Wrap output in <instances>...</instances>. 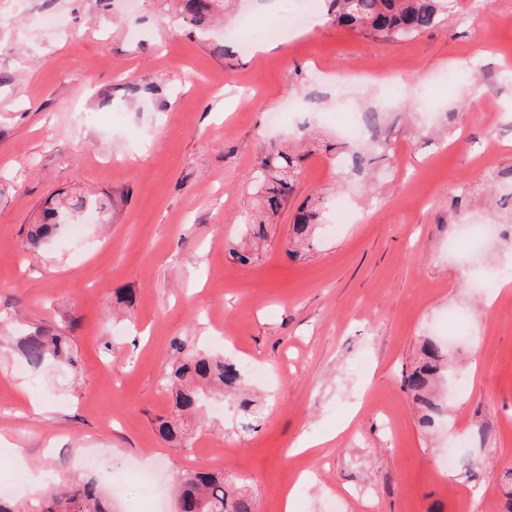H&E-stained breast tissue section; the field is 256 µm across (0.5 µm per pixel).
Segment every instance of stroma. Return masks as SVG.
Listing matches in <instances>:
<instances>
[{"label":"stroma","instance_id":"obj_1","mask_svg":"<svg viewBox=\"0 0 512 512\" xmlns=\"http://www.w3.org/2000/svg\"><path fill=\"white\" fill-rule=\"evenodd\" d=\"M289 0H226L228 24L270 23ZM54 25L42 26V17ZM156 0H0V478L95 479L112 512H146L132 468L151 462L153 512H175L186 471H224L252 512H506L512 467V0H452L436 28L381 42L310 11L276 47L163 32ZM472 73L461 103L440 78ZM386 116L371 178L343 185L325 149L347 113ZM501 113L488 125L487 114ZM317 133L257 260L235 262L270 145ZM322 194L312 247L288 255L294 213ZM83 195L44 245H27L50 200ZM108 195L112 206L100 210ZM124 290L130 308L117 307ZM70 334L71 379L24 367L13 336ZM451 340L435 426L422 430L401 379L423 339ZM184 343L238 362L257 401L253 429L228 398L172 446L155 421L161 380ZM314 440L300 451L301 438ZM481 468L438 469L449 447ZM97 453L94 468L83 457Z\"/></svg>","mask_w":512,"mask_h":512}]
</instances>
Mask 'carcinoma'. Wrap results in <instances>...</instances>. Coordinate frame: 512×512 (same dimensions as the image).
Here are the masks:
<instances>
[{
	"mask_svg": "<svg viewBox=\"0 0 512 512\" xmlns=\"http://www.w3.org/2000/svg\"><path fill=\"white\" fill-rule=\"evenodd\" d=\"M326 14L336 25L346 27L383 42L419 34L436 27L448 13L449 0H323ZM167 9L176 11L188 25L203 30L211 19L224 11V0H167ZM382 142L366 148L348 150L349 165L343 172L347 181L360 178L371 169L372 155ZM305 155L274 146L261 155L253 172L257 187L255 207L244 221L251 238H266L264 217L277 214L288 202ZM322 197L309 199L300 208L290 227V240L304 245L310 241L320 223ZM58 208L46 209L42 222L30 234L31 244L55 234L59 227ZM15 347L28 366L41 369L54 366L64 372L77 371L78 361L70 337L37 329L14 337ZM175 362L167 373L165 386L172 400V412L158 419L163 439L176 442L187 433L186 417L201 406L210 388L239 390L244 378L233 362L223 357L174 345ZM423 358L402 381L403 389L412 393L419 408L418 423L423 428L434 425L441 409L433 395V383L447 367L448 355L442 345L427 339ZM180 512H252V503L230 489L224 472H187L176 489ZM0 512H112L111 501L103 496L93 481L57 484L33 502H20L0 496Z\"/></svg>",
	"mask_w": 512,
	"mask_h": 512,
	"instance_id": "obj_1",
	"label": "carcinoma"
}]
</instances>
